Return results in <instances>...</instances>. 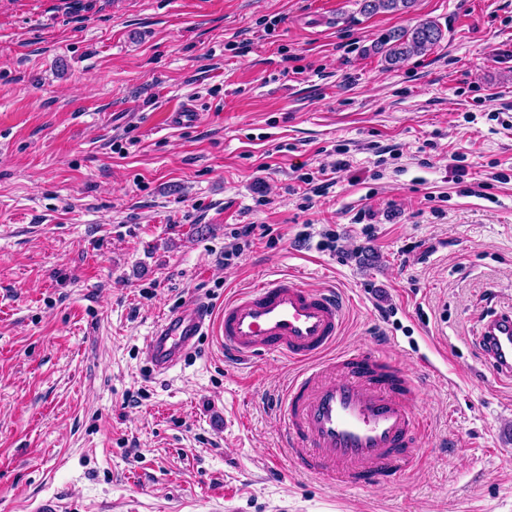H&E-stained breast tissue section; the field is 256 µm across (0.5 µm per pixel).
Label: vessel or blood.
<instances>
[{"label": "vessel or blood", "mask_w": 512, "mask_h": 512, "mask_svg": "<svg viewBox=\"0 0 512 512\" xmlns=\"http://www.w3.org/2000/svg\"><path fill=\"white\" fill-rule=\"evenodd\" d=\"M193 105L167 107L163 120L193 122ZM345 302L295 276L237 292L220 310L189 301L167 314L147 341L153 372L173 369L203 336L239 359L275 354L296 365L281 405L283 446L303 475L349 488L389 486L413 464L428 433L414 412L412 376L373 348L340 350ZM480 346L499 380L512 384V312L487 319Z\"/></svg>", "instance_id": "vessel-or-blood-1"}]
</instances>
